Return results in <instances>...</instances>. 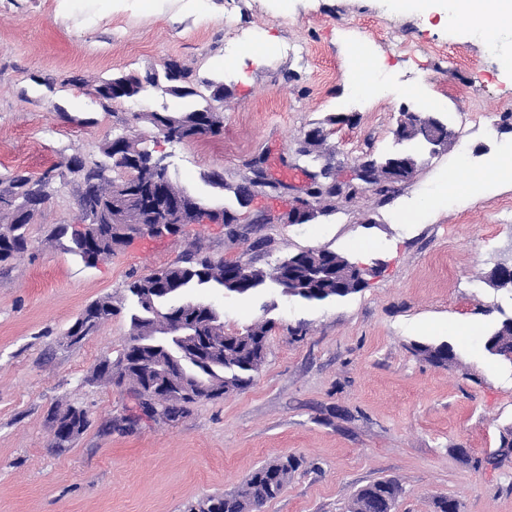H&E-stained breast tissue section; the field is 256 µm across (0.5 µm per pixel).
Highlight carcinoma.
Returning a JSON list of instances; mask_svg holds the SVG:
<instances>
[{"label": "carcinoma", "mask_w": 512, "mask_h": 512, "mask_svg": "<svg viewBox=\"0 0 512 512\" xmlns=\"http://www.w3.org/2000/svg\"><path fill=\"white\" fill-rule=\"evenodd\" d=\"M164 82L175 89L179 98L197 97V89L208 86L219 92L224 83L208 78L193 79L179 64H172L171 73ZM205 105L185 112H148L144 120L157 131L172 127L182 132L181 139L196 141V127ZM415 122L420 130L394 132L398 145L409 146L408 153L421 156L426 143H448V124L441 116L419 114ZM149 148L130 141L119 134L103 148L105 156L112 160V169L122 175L130 173L129 155L140 159L148 155ZM209 184L223 188L238 198V194L256 184L254 177H245L237 186H224V175L212 172L206 176ZM113 184L101 177L96 167L85 170L84 193L98 200H106L112 194ZM28 225L23 217L8 208L0 207V230L8 236L0 239V263H6L25 253L28 248ZM97 242L94 248L96 260H104L127 246L128 242L114 233V225L103 217L96 225ZM60 238L70 236L69 251L86 260L89 247L77 234H68V225L56 230ZM242 269L241 262L214 261L207 256L190 253L179 264L154 271L127 284V313L132 334L115 360H103L98 367L99 377L110 382L130 383L139 395L152 388L160 397L155 414L172 419L184 412L186 405L205 399H215L228 392L242 391L253 380L264 362L270 325L259 321L241 333L224 331V314L203 295L218 290L228 294L247 295L271 284L282 292L308 302L323 301L332 297L356 293L352 289L341 293L336 288L283 287L281 267L264 271L248 270V274L235 285L224 286V275ZM115 313L112 297H104L88 304L82 311L85 322L75 321L67 336H89L90 327L102 325ZM485 350L492 356L512 363V317L498 321L485 338ZM414 351L437 367H450L448 359L455 358L452 347L416 344ZM57 428L53 447L63 448L87 425L84 412L68 407L55 414ZM512 426L500 432L499 446L490 455L489 462L498 464L512 460ZM299 467L293 456L283 455L266 462L252 471L243 485L234 493L213 495L192 505L188 512H261L269 502L277 499L285 490L293 473ZM399 495V484L394 479H380L363 486L353 496L348 512H392Z\"/></svg>", "instance_id": "carcinoma-1"}]
</instances>
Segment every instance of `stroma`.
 Returning a JSON list of instances; mask_svg holds the SVG:
<instances>
[{"mask_svg": "<svg viewBox=\"0 0 512 512\" xmlns=\"http://www.w3.org/2000/svg\"><path fill=\"white\" fill-rule=\"evenodd\" d=\"M140 5L0 0V185L19 171H56L27 251L0 265V512H187L282 455L299 466L263 512H346L359 488L387 478L402 488L394 512H434L438 496L462 512H512V462H485L512 424V364L484 348L492 325L512 316V292L486 284L495 266H512V188L417 210L452 173L474 175L492 155L512 159V132L500 121L512 113V74L494 44L435 14L395 13L389 0H205L198 12L186 0ZM246 35L274 38V57L243 54ZM349 45L363 48L378 77L373 99L349 88ZM166 59L227 87L221 135L170 144L137 115L178 112L187 100L149 87L106 107L92 93ZM415 81L413 105L437 106L457 139L385 194L337 199L315 224L280 223L307 179L296 153L304 132L351 114L354 123L328 126L324 162L342 170L387 153L405 103L395 89ZM121 132L166 153L172 176L209 207L234 200L207 175L238 182L259 156L288 190L258 196L239 223L137 238L86 265L53 236L80 212L82 178L66 164L103 161L104 142ZM308 248L382 268L361 291L321 302L271 285L248 297L210 292L226 331L273 322L265 360L246 390L190 404L173 420L145 415L130 386L97 375L130 336L125 314L81 342L67 335L85 305L120 303L130 281L187 251L267 270ZM442 342L456 353L448 368L413 350ZM69 405L88 425L60 450L53 418Z\"/></svg>", "mask_w": 512, "mask_h": 512, "instance_id": "35a3bbf8", "label": "stroma"}]
</instances>
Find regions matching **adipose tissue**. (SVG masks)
<instances>
[{"mask_svg":"<svg viewBox=\"0 0 512 512\" xmlns=\"http://www.w3.org/2000/svg\"><path fill=\"white\" fill-rule=\"evenodd\" d=\"M399 13L416 12L426 16L439 15L450 28L470 32L477 21L491 19L485 34L490 41L512 36V0H391Z\"/></svg>","mask_w":512,"mask_h":512,"instance_id":"1","label":"adipose tissue"}]
</instances>
